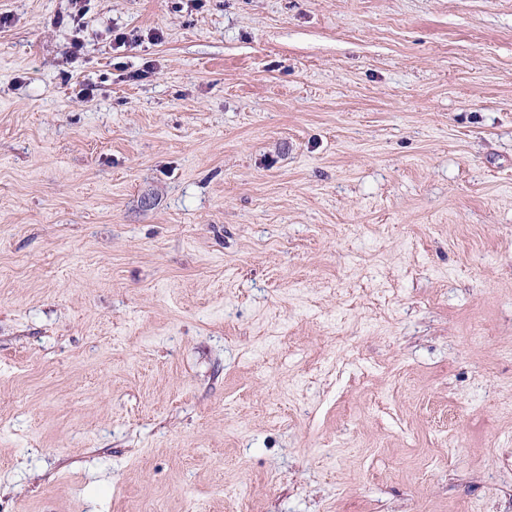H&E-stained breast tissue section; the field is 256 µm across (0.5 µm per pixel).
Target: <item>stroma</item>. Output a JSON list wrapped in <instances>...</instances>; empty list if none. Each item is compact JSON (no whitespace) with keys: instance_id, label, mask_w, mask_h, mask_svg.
Masks as SVG:
<instances>
[{"instance_id":"35a3bbf8","label":"stroma","mask_w":512,"mask_h":512,"mask_svg":"<svg viewBox=\"0 0 512 512\" xmlns=\"http://www.w3.org/2000/svg\"><path fill=\"white\" fill-rule=\"evenodd\" d=\"M509 449L512 0H0V512H503Z\"/></svg>"}]
</instances>
